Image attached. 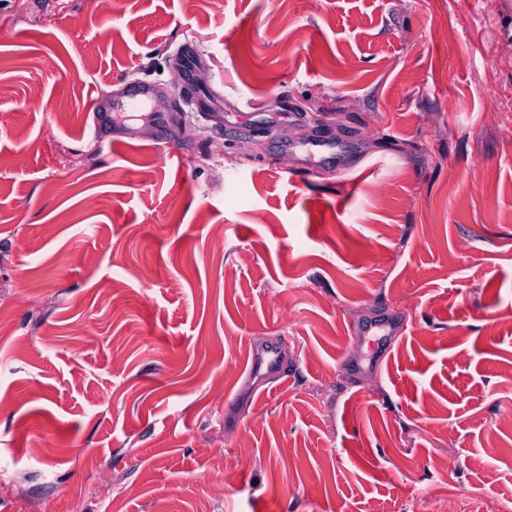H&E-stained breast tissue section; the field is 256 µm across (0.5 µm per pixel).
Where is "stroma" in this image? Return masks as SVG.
<instances>
[{
    "mask_svg": "<svg viewBox=\"0 0 512 512\" xmlns=\"http://www.w3.org/2000/svg\"><path fill=\"white\" fill-rule=\"evenodd\" d=\"M0 324V512L512 501V0H0ZM266 379L279 380L283 377L284 371L279 352L275 348L263 350L253 360V368Z\"/></svg>",
    "mask_w": 512,
    "mask_h": 512,
    "instance_id": "obj_1",
    "label": "stroma"
}]
</instances>
